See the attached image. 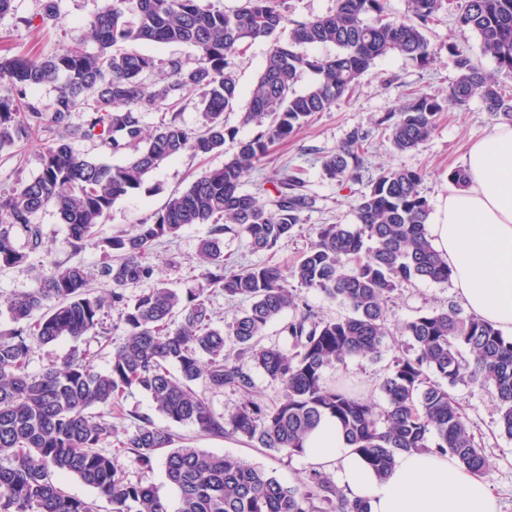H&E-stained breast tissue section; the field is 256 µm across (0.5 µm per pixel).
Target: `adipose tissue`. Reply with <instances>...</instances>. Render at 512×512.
Masks as SVG:
<instances>
[{
    "mask_svg": "<svg viewBox=\"0 0 512 512\" xmlns=\"http://www.w3.org/2000/svg\"><path fill=\"white\" fill-rule=\"evenodd\" d=\"M463 186L449 185L430 224L434 247L446 256L464 308L512 335V125L495 126L471 143ZM305 457L335 469L350 499L370 512H499L486 479L451 455H400L391 475L377 479L326 417L305 441Z\"/></svg>",
    "mask_w": 512,
    "mask_h": 512,
    "instance_id": "adipose-tissue-1",
    "label": "adipose tissue"
}]
</instances>
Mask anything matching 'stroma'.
<instances>
[{
    "label": "stroma",
    "mask_w": 512,
    "mask_h": 512,
    "mask_svg": "<svg viewBox=\"0 0 512 512\" xmlns=\"http://www.w3.org/2000/svg\"><path fill=\"white\" fill-rule=\"evenodd\" d=\"M52 16L44 14V0H13L10 10L0 15V37L7 39L14 50L30 49L50 56L75 40H84L87 51L97 45L89 38V24L106 0H55ZM432 42L452 43L459 52L469 56L486 72H494V64L481 54L477 36L460 28L450 12L440 15L438 24L429 32ZM268 50L266 43H250L236 59L239 78V99L235 111L224 117L227 127L236 129V139L226 140L224 150L201 159L184 153L148 173L141 187L116 200L106 224L99 226L96 239L75 248L69 229L62 224L53 208L37 211L32 223L40 225L53 259L65 263H79L91 273L90 288L102 293L103 281L98 272L106 254L100 244L102 238L116 230H129L142 223L161 208L169 196L184 191L193 176L205 169L222 167L235 153L237 139L252 137L256 129L241 123L249 92L263 67ZM455 59L441 52L427 68H419L407 57L390 54L377 59L364 74L349 96L337 101L330 109L317 114L296 135L273 145L267 157L247 177L245 190H254L257 182L275 176L285 163L305 169V191L316 198V205L307 212L301 232L281 243L273 252L255 253L245 240L233 236L224 238V254L230 260L247 266L267 260L289 268L316 238L319 225L350 224L354 221L351 204L366 192L373 179L382 171L406 166L423 174L421 193L430 206H437L440 196L446 194L448 174L463 167L470 142L484 137L495 125L493 117L484 112L479 100H472L463 108L452 107L440 115L433 136L417 150L400 154L390 145L389 130L383 121L387 112L399 106L413 89L436 97H445L456 80ZM367 133V151L364 155L362 177L345 185L328 179L321 168L324 156L336 151L351 132ZM45 147L43 134H36L16 148L17 160L0 164V191L32 179L40 172V155ZM205 224H191L183 228L172 241L155 246L152 259L158 265L156 278L169 287L186 292L196 288L198 279L182 276L181 267L200 266V243L208 235ZM42 253L31 254L27 264L0 271V332L13 329L14 324L6 310V301L14 295L35 288L43 271ZM460 300L452 283L415 281L398 286L388 303L386 314L390 326H398L414 316L436 308L459 305ZM405 337L386 343L376 357H354L327 373L328 380L344 376L358 383L363 396L382 401L380 384L389 373L398 351L404 349ZM96 351L95 368L108 370L111 353L99 350L92 337L81 340H60L35 348L28 368L38 375L48 367L62 364L74 351ZM453 394L459 402L471 428L486 451L489 469L487 480L500 503V512H512V438L500 434L496 428L497 411L487 389L474 384L457 385ZM174 432L191 440L196 447L219 454L238 456L249 464L264 469L281 482L292 484L303 477L310 466L304 457L292 458L261 448H252L239 441L204 436L191 425H174Z\"/></svg>",
    "instance_id": "1"
}]
</instances>
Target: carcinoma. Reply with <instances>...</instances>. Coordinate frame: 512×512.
Wrapping results in <instances>:
<instances>
[{
	"instance_id": "cac0c4a2",
	"label": "carcinoma",
	"mask_w": 512,
	"mask_h": 512,
	"mask_svg": "<svg viewBox=\"0 0 512 512\" xmlns=\"http://www.w3.org/2000/svg\"><path fill=\"white\" fill-rule=\"evenodd\" d=\"M446 4L459 27L475 33L482 55L512 75V0H408V16L401 19L385 14L384 0H336L333 13L294 23L289 0H243L229 13L203 0H109L90 22L98 45L93 53L81 40L48 57L12 54L0 45V79L16 93L0 96V158H13V149L34 134L46 135L38 176L0 192V270L44 249L40 226L30 223L35 211L54 208L80 245L149 172L186 151H222L226 138L236 136L224 123L239 97L235 57L246 42L268 45L242 114V123L258 131L237 142L223 167L200 173L133 230L103 240L112 253V262L100 269L103 293L88 291L83 266L55 262L38 287L7 301L16 328L0 335V512H96L95 504L67 494L58 475L96 490L111 512H369L319 469L297 485L284 484L236 456L192 446L147 416L128 415L134 429L120 432L92 411L116 406L133 391L147 395L174 424L290 457L304 454L306 436L331 415L347 445L380 479L399 454L423 450L449 452L473 475L486 476L484 449L451 389L468 383L490 390L498 429L512 438V337L452 305L394 329L386 315L398 285L446 283L452 276L428 235L430 206L420 191V171L403 166L381 172L352 204L355 223L322 225L287 273L269 261L237 269L224 257L226 235L245 239L253 252H269L302 228L316 201L304 192L301 170L278 173L267 201L261 200L263 186L243 189L245 176L272 145L348 94L377 59L398 53L420 67L429 64L438 47L427 32ZM369 13L376 15L372 23L365 22ZM139 44L189 45L198 58L188 66L179 57L143 53ZM319 45L335 46L336 54L299 51ZM448 50L458 69L448 103L462 107L477 97L484 111L512 124V87L497 84L454 47ZM159 73L160 83L152 80ZM305 73L316 80L299 91ZM46 83L58 84L48 110L32 96ZM196 95L201 126L190 129L179 117ZM406 97L384 118L400 153L424 144L444 111L443 101L422 91ZM158 111V125L144 135L145 115ZM76 112L89 114L80 127L71 123ZM76 136L127 153L128 162L113 167L77 153L70 145ZM365 149L366 136L353 131L323 159L324 174L340 182L360 179ZM191 224L211 225L201 245L205 285L184 295L159 283L128 295L127 286L155 279L154 246ZM290 278L341 302L350 314L320 317L288 288ZM213 288L246 303L222 327L215 326ZM114 311L123 324L118 340L107 324ZM276 322L289 341L286 352L261 344ZM87 335L112 347L108 371H97V353L85 350L61 367L29 373L35 345ZM388 336H406L410 346L381 383L384 403L345 382L327 383V370L379 353ZM254 369L281 386L277 402L251 397L226 419L194 390L201 380L214 392L248 394ZM125 454L144 470L162 461L178 492L176 510H169L157 487L125 475L119 461Z\"/></svg>"
}]
</instances>
